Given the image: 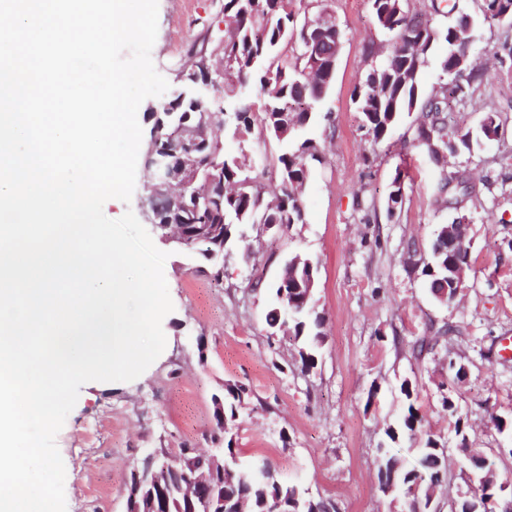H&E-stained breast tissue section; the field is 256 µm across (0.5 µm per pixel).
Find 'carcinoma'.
Segmentation results:
<instances>
[{
	"instance_id": "carcinoma-1",
	"label": "carcinoma",
	"mask_w": 512,
	"mask_h": 512,
	"mask_svg": "<svg viewBox=\"0 0 512 512\" xmlns=\"http://www.w3.org/2000/svg\"><path fill=\"white\" fill-rule=\"evenodd\" d=\"M376 24L390 36L389 53L354 87L353 100L359 112L361 128L372 136L374 144L383 142L404 113L419 112L421 121L415 129L416 140L426 147L448 149L454 144L458 153H470L490 135L501 137L503 122L496 112L485 115L477 130L448 126V106L454 102L472 103L475 85L485 72L472 65L471 46L478 37L470 15L456 11L451 24L433 26L419 13L406 8L407 0H370ZM512 21V0H484L483 21L488 24ZM305 23L296 19L293 0H224V34L215 45L203 41L188 51L185 67L205 75L211 55L224 60V75L215 90L224 93L230 111L208 112L209 102L190 94L169 101L170 111L189 115L190 124L210 142L201 160V180L188 185L178 205L179 223L217 225L216 235L229 245L245 236L248 225L306 221L304 192L310 165L320 161L318 143L307 130L315 125L329 126L330 113L319 111L332 81L312 71L306 55L302 30ZM444 42L447 54L440 62V76L432 92L419 94V76L435 44ZM231 134L239 142L255 133L270 135L281 144L278 155L280 183L271 188L264 184L257 165L242 152L226 147L214 135L217 129ZM218 177L212 190L210 210L197 207L196 199L206 184L202 178ZM470 251L448 250L447 227L440 228L430 252L419 258L427 287L437 299L452 300L464 287L459 272L469 266ZM317 263L295 255L286 261L277 280L269 286L270 309L266 324L278 331L284 321L295 338H304L299 351L301 370L317 366V348L323 342L324 320L310 313V304H293L308 291L310 275L317 274ZM244 389L224 386V433H230L239 416ZM443 407L455 417L454 433L462 454L479 455L469 446L465 422L451 395L442 398ZM421 419L414 405H409L400 430L387 436L394 441L399 434L419 432ZM427 439L416 449L415 463L400 466L402 491L412 499L427 503L436 498L446 481L442 452ZM224 459V512H238V501L246 499V512H271L274 498L288 495V486H277L256 471V465L237 463L232 442H227Z\"/></svg>"
}]
</instances>
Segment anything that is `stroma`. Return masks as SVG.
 <instances>
[{"instance_id":"stroma-1","label":"stroma","mask_w":512,"mask_h":512,"mask_svg":"<svg viewBox=\"0 0 512 512\" xmlns=\"http://www.w3.org/2000/svg\"><path fill=\"white\" fill-rule=\"evenodd\" d=\"M342 32L332 87L320 105L333 127L312 128L321 163L312 168L304 200L307 219L279 234L249 231L224 260V278L199 269L196 257L167 252L164 275L174 310L162 321L166 346L137 379L89 382L56 437L65 465L67 512H124L133 466L152 453L222 448L214 425V396L225 384L245 390L233 444L242 462H267L283 482L307 489L330 512H401L382 492L379 450L408 406L421 417L416 438H401L397 455L414 461L426 439L444 445L448 481L438 512L465 482L457 464L454 421L442 405L444 386L465 419L472 447L482 449L512 498V435L495 418H512V56L501 44L512 25L482 24V0H456L479 20L473 60L486 70L476 106H455L448 120L478 128L498 113L501 140L473 154L437 163L414 139L416 117L403 115L387 139L373 144L359 126L352 91L385 54L369 0H325ZM222 0H158V33L151 56L174 81L189 49L224 30ZM404 170L405 198L395 217L386 198L395 170ZM461 177L470 195L443 178ZM467 218L470 265L465 286L448 304L437 302L420 269L408 268L411 249L427 251L441 225ZM302 254L318 265L311 305L323 316L318 365L300 370V343L270 332L268 286L285 259ZM448 337L438 338L441 327ZM425 350H417L418 342ZM467 377L453 383L449 362ZM415 386L407 400L403 382Z\"/></svg>"}]
</instances>
